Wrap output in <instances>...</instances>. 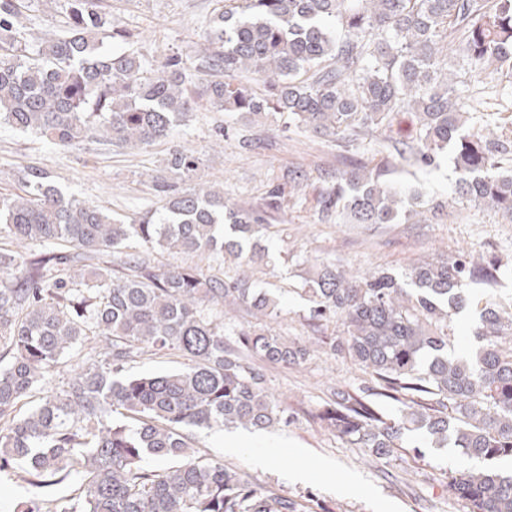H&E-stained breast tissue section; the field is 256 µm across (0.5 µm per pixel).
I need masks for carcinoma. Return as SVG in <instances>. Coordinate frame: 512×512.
I'll return each mask as SVG.
<instances>
[{"label": "carcinoma", "mask_w": 512, "mask_h": 512, "mask_svg": "<svg viewBox=\"0 0 512 512\" xmlns=\"http://www.w3.org/2000/svg\"><path fill=\"white\" fill-rule=\"evenodd\" d=\"M65 2L62 33L34 37L21 22L24 0H0V123L57 145H152L204 100L244 116L286 112L297 128L349 141L392 130L406 110L415 117L408 138L379 146L411 166L451 154L452 200L512 221V133L475 126L477 96L460 90L496 75L512 84V0H224L196 58L206 76L198 87L179 56L147 70L130 48L134 34L112 26L101 0ZM242 73L268 94L234 81ZM168 164L188 174L198 158L175 150ZM384 176L336 171L322 218L419 216ZM164 193L161 210L133 224L66 194L39 166L23 170L19 192L0 194V473L21 463L31 488L13 512H312L207 458L193 435L290 422L264 365L297 366L310 350L270 332L279 303L241 272L271 262L265 216L225 203L219 190ZM131 239L142 250L123 252ZM159 250L232 268L221 278L196 263L163 265ZM511 264L457 254L395 274L314 262L300 288L310 326L334 324L325 344L371 384L333 391L313 417L375 459L412 434L433 448L451 441L468 459H512V308L482 307L473 348L451 352L466 286L494 288ZM238 311L254 321L224 322ZM171 350L183 367L126 374ZM72 358L63 386L48 387ZM150 458L166 465L150 468ZM67 480L71 494L56 496ZM448 492L468 512H512V471L452 470Z\"/></svg>", "instance_id": "obj_1"}]
</instances>
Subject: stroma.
<instances>
[{"label":"stroma","instance_id":"obj_1","mask_svg":"<svg viewBox=\"0 0 512 512\" xmlns=\"http://www.w3.org/2000/svg\"><path fill=\"white\" fill-rule=\"evenodd\" d=\"M105 5L112 25L132 30L147 67L157 70L175 54L193 66L217 0H106ZM64 21V0H25L22 22L30 32L58 31ZM175 150L194 152L198 169L189 174L169 169ZM30 164L51 171L77 199L128 223L160 206L162 183L182 190L209 185L222 190L228 203L254 210H266L269 191L285 186L281 206L266 210L272 261L253 277L279 300L282 313L272 327L311 349L302 365L266 368L267 385L287 404L291 422L269 432L199 428L197 445L211 460L245 470L258 485H274L291 497L313 496L324 512H466L447 487L449 471L465 465L455 448L407 447L396 457L372 459L312 419L332 390L362 382L365 374L317 342L307 321L308 304L298 294L307 255L351 271L399 273L424 257L512 254V224L483 207L462 204L421 224L361 227L321 218L320 194L336 170L381 167L390 184L422 193L427 201H444L457 179L451 158L430 167L406 166L373 142H336L289 125L279 114L254 121L202 102L168 139L147 147L96 139L63 147L0 124V193L16 192L19 172ZM290 173L296 183H287ZM488 300L512 307V272L497 288L472 287L470 308L454 318L457 352L470 348L473 306ZM348 482L357 492L345 490Z\"/></svg>","mask_w":512,"mask_h":512}]
</instances>
